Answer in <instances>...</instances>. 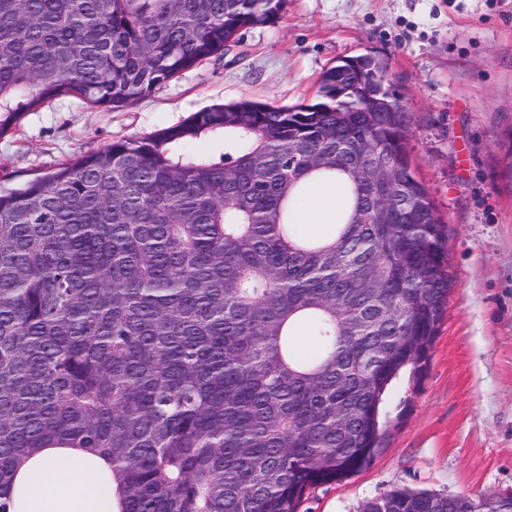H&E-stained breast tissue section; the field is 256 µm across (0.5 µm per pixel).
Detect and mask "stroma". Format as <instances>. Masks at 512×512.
I'll use <instances>...</instances> for the list:
<instances>
[{
	"mask_svg": "<svg viewBox=\"0 0 512 512\" xmlns=\"http://www.w3.org/2000/svg\"><path fill=\"white\" fill-rule=\"evenodd\" d=\"M371 55L406 107L407 149L448 230V304L418 384L400 379L390 437L351 478L310 490L301 512H361L395 488L512 493V0H286L223 58L116 111L60 96L0 134L12 188L117 140L244 99L315 100L322 73Z\"/></svg>",
	"mask_w": 512,
	"mask_h": 512,
	"instance_id": "obj_1",
	"label": "stroma"
}]
</instances>
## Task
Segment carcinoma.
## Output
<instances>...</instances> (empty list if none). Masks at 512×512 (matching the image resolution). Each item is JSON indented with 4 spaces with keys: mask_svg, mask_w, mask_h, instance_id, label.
Segmentation results:
<instances>
[{
    "mask_svg": "<svg viewBox=\"0 0 512 512\" xmlns=\"http://www.w3.org/2000/svg\"><path fill=\"white\" fill-rule=\"evenodd\" d=\"M285 0H0V133L58 96L114 110L224 55ZM387 64L346 57L320 101L242 100L0 190V512L42 448H97L120 512H300L389 437L448 298L445 226L412 170ZM211 139L219 153L197 154ZM399 177L391 224L356 171ZM343 178L329 239L295 224ZM309 329L310 351L296 336ZM512 512V493L479 499ZM394 489L362 512H467Z\"/></svg>",
    "mask_w": 512,
    "mask_h": 512,
    "instance_id": "1",
    "label": "carcinoma"
}]
</instances>
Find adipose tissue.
Instances as JSON below:
<instances>
[{"instance_id": "obj_1", "label": "adipose tissue", "mask_w": 512, "mask_h": 512, "mask_svg": "<svg viewBox=\"0 0 512 512\" xmlns=\"http://www.w3.org/2000/svg\"><path fill=\"white\" fill-rule=\"evenodd\" d=\"M345 201L343 184L314 185L296 215L303 231L335 221ZM111 465L88 448H44L19 467L13 512H118Z\"/></svg>"}]
</instances>
